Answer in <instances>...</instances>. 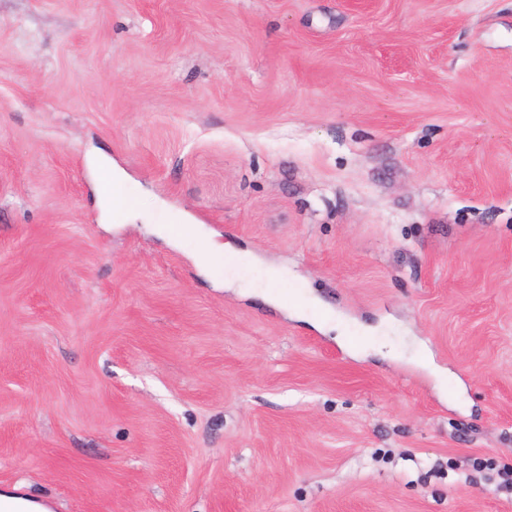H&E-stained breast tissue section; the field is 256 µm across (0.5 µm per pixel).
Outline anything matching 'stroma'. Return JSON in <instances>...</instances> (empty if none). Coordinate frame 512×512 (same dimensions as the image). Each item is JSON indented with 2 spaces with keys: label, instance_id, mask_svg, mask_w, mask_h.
<instances>
[{
  "label": "stroma",
  "instance_id": "1",
  "mask_svg": "<svg viewBox=\"0 0 512 512\" xmlns=\"http://www.w3.org/2000/svg\"><path fill=\"white\" fill-rule=\"evenodd\" d=\"M508 470L512 0H0L1 484L512 512Z\"/></svg>",
  "mask_w": 512,
  "mask_h": 512
}]
</instances>
